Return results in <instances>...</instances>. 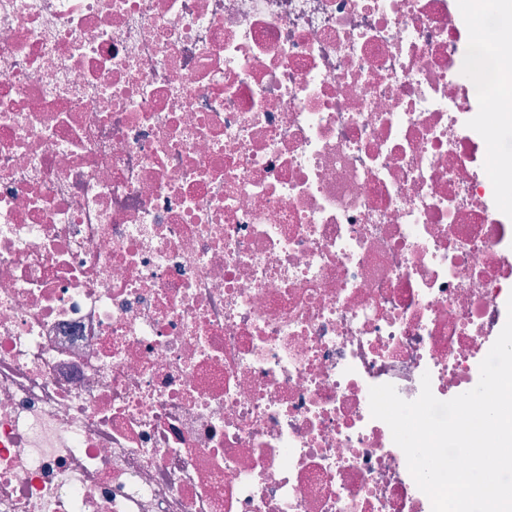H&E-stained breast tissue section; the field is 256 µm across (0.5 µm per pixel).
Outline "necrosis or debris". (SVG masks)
I'll return each mask as SVG.
<instances>
[{
	"instance_id": "1",
	"label": "necrosis or debris",
	"mask_w": 512,
	"mask_h": 512,
	"mask_svg": "<svg viewBox=\"0 0 512 512\" xmlns=\"http://www.w3.org/2000/svg\"><path fill=\"white\" fill-rule=\"evenodd\" d=\"M512 0H0V512H432L369 389L512 297Z\"/></svg>"
}]
</instances>
